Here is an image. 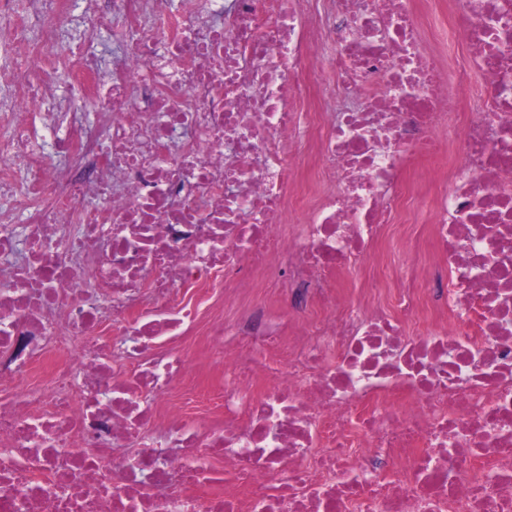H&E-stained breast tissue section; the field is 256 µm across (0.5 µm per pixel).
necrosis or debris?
<instances>
[{"label": "necrosis or debris", "mask_w": 512, "mask_h": 512, "mask_svg": "<svg viewBox=\"0 0 512 512\" xmlns=\"http://www.w3.org/2000/svg\"><path fill=\"white\" fill-rule=\"evenodd\" d=\"M66 9L0 0V512H512V0H112L50 166ZM67 54V47L61 48V50L59 51L57 61L58 79L56 81L53 97L49 103V106H47L43 112H57L58 110L56 108V102L59 99H67L71 102V106L74 109V111L83 112V114L89 121H95L99 112H103L102 104L99 102H80L75 98L74 92L65 74V59L67 57ZM32 129L37 136L35 139L36 146L41 154L47 162L55 164L57 158L54 150V130L46 129L43 120L39 116L36 117Z\"/></svg>", "instance_id": "4bbe7bcc"}]
</instances>
